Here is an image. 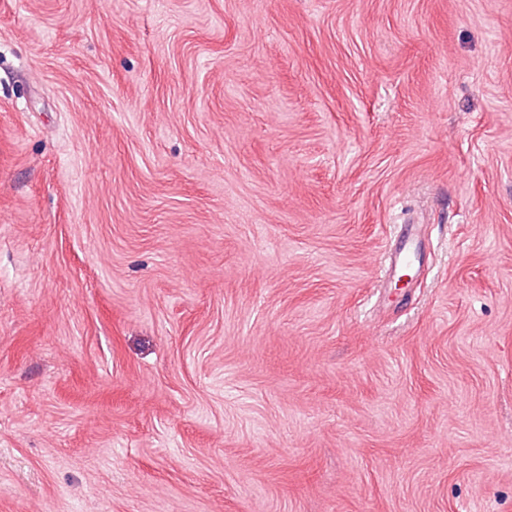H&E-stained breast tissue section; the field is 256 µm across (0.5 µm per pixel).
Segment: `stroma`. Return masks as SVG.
<instances>
[{"instance_id":"35a3bbf8","label":"stroma","mask_w":512,"mask_h":512,"mask_svg":"<svg viewBox=\"0 0 512 512\" xmlns=\"http://www.w3.org/2000/svg\"><path fill=\"white\" fill-rule=\"evenodd\" d=\"M0 512H512V0H0ZM388 267L385 276L393 270L395 273L406 266H413L420 261V246L418 235L412 227H408L404 233L400 245L389 254Z\"/></svg>"}]
</instances>
